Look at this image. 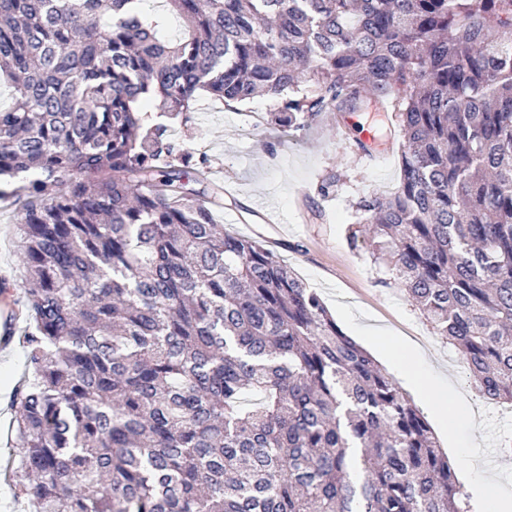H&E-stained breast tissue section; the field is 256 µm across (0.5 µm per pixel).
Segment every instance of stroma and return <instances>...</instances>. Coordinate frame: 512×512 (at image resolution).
Wrapping results in <instances>:
<instances>
[{
    "mask_svg": "<svg viewBox=\"0 0 512 512\" xmlns=\"http://www.w3.org/2000/svg\"><path fill=\"white\" fill-rule=\"evenodd\" d=\"M273 109V101L264 97L228 106L203 92L189 112L169 122L173 139L204 157V178L224 187V209L217 213V222L238 235L266 240L316 289L341 329L373 355L423 414L441 447L458 450L465 467L457 478L465 490L482 494V483L490 477L512 495V467L493 473L486 467L488 457L512 442V407L488 403L471 387L458 351L434 334L402 291L376 285L368 253L349 240L354 203L398 187L397 154L384 153L372 162L360 154L355 141L366 123L364 115L342 121L322 116L296 130L268 122ZM332 173L340 182L326 197L319 187ZM3 274L19 284L25 268L15 213L0 203ZM23 335L16 330L12 345L0 348V512L22 510L6 461L13 452L11 402L26 370ZM394 342L415 350L428 389L416 390L408 381L407 360L391 354ZM448 384L459 391L470 412L469 423L451 433L441 427L433 407L435 393Z\"/></svg>",
    "mask_w": 512,
    "mask_h": 512,
    "instance_id": "1",
    "label": "stroma"
}]
</instances>
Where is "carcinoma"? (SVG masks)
Wrapping results in <instances>:
<instances>
[{"label":"carcinoma","mask_w":512,"mask_h":512,"mask_svg":"<svg viewBox=\"0 0 512 512\" xmlns=\"http://www.w3.org/2000/svg\"><path fill=\"white\" fill-rule=\"evenodd\" d=\"M0 0V200L25 265L9 469L27 512H473L406 393L261 238L216 223L165 115H371L355 203L397 286L512 404V0ZM154 99L159 113L141 111Z\"/></svg>","instance_id":"carcinoma-1"}]
</instances>
